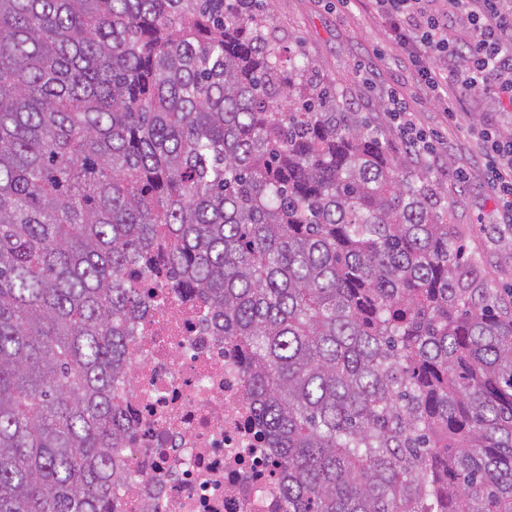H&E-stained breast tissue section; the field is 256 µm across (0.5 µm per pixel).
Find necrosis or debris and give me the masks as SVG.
Wrapping results in <instances>:
<instances>
[{"label":"necrosis or debris","instance_id":"4bbe7bcc","mask_svg":"<svg viewBox=\"0 0 512 512\" xmlns=\"http://www.w3.org/2000/svg\"><path fill=\"white\" fill-rule=\"evenodd\" d=\"M144 291L134 379L116 389L135 484L113 485L110 512H284L238 349L185 289L160 280Z\"/></svg>","mask_w":512,"mask_h":512}]
</instances>
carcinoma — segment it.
Returning a JSON list of instances; mask_svg holds the SVG:
<instances>
[{
  "label": "carcinoma",
  "mask_w": 512,
  "mask_h": 512,
  "mask_svg": "<svg viewBox=\"0 0 512 512\" xmlns=\"http://www.w3.org/2000/svg\"><path fill=\"white\" fill-rule=\"evenodd\" d=\"M258 0H0V512H103L136 267L244 356L286 512H512V315L448 189Z\"/></svg>",
  "instance_id": "obj_1"
}]
</instances>
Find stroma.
Wrapping results in <instances>:
<instances>
[{"label": "stroma", "mask_w": 512, "mask_h": 512, "mask_svg": "<svg viewBox=\"0 0 512 512\" xmlns=\"http://www.w3.org/2000/svg\"><path fill=\"white\" fill-rule=\"evenodd\" d=\"M267 7L284 50L311 59L317 79L343 87L384 140L398 144L397 124L384 110V93L413 85L414 76L367 0H351L343 9L337 8L336 0H267ZM362 65L369 73L365 81L357 75ZM410 108L423 128L444 135L436 156L410 155V167L447 187L448 221L462 229L463 245L478 260L479 278L503 299L512 298V223H505L485 185L475 140L489 120L502 134L512 133V106L479 93L463 98L451 120L437 99L420 93ZM460 166L469 168L471 178L459 192L453 171Z\"/></svg>", "instance_id": "35a3bbf8"}]
</instances>
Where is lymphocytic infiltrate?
I'll return each instance as SVG.
<instances>
[{
  "instance_id": "f902f5d3",
  "label": "lymphocytic infiltrate",
  "mask_w": 512,
  "mask_h": 512,
  "mask_svg": "<svg viewBox=\"0 0 512 512\" xmlns=\"http://www.w3.org/2000/svg\"><path fill=\"white\" fill-rule=\"evenodd\" d=\"M419 89L443 95L446 112H456L463 95H495L512 106V11L501 0H443L436 12L429 0H369ZM386 107L398 122L402 143L433 155L437 141L413 118L406 95L393 88ZM480 158L490 193L512 215V140L493 126L479 129Z\"/></svg>"
}]
</instances>
